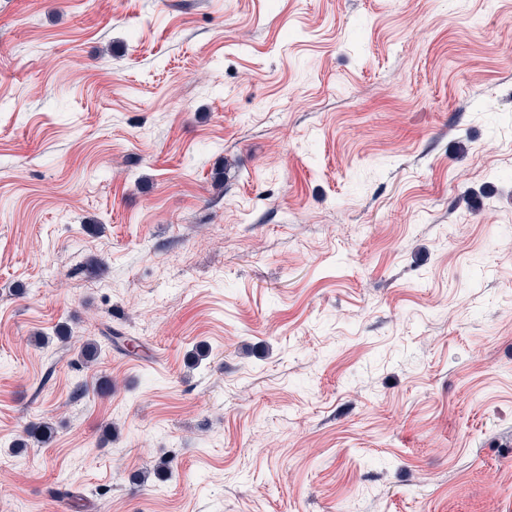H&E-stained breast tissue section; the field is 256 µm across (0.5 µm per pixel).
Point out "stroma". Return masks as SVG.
I'll return each instance as SVG.
<instances>
[{
    "label": "stroma",
    "instance_id": "1",
    "mask_svg": "<svg viewBox=\"0 0 512 512\" xmlns=\"http://www.w3.org/2000/svg\"><path fill=\"white\" fill-rule=\"evenodd\" d=\"M0 512H512V0H0Z\"/></svg>",
    "mask_w": 512,
    "mask_h": 512
}]
</instances>
